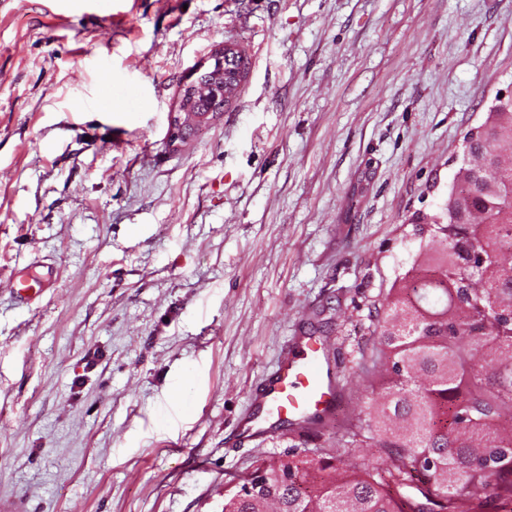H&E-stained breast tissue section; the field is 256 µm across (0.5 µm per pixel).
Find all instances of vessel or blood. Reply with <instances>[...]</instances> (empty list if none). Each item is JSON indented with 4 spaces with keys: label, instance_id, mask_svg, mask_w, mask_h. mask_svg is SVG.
Here are the masks:
<instances>
[{
    "label": "vessel or blood",
    "instance_id": "obj_1",
    "mask_svg": "<svg viewBox=\"0 0 512 512\" xmlns=\"http://www.w3.org/2000/svg\"><path fill=\"white\" fill-rule=\"evenodd\" d=\"M258 413L287 422L334 414L341 391L329 369L323 345L313 336H299L287 346L278 368L252 393Z\"/></svg>",
    "mask_w": 512,
    "mask_h": 512
}]
</instances>
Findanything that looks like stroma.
<instances>
[{
    "instance_id": "stroma-1",
    "label": "stroma",
    "mask_w": 512,
    "mask_h": 512,
    "mask_svg": "<svg viewBox=\"0 0 512 512\" xmlns=\"http://www.w3.org/2000/svg\"><path fill=\"white\" fill-rule=\"evenodd\" d=\"M227 44L239 93L169 142ZM509 97L512 0H0V501L222 512L257 461L342 449L378 313ZM305 331L334 416L232 444Z\"/></svg>"
}]
</instances>
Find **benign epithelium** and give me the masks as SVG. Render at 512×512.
Returning a JSON list of instances; mask_svg holds the SVG:
<instances>
[{"instance_id": "1", "label": "benign epithelium", "mask_w": 512, "mask_h": 512, "mask_svg": "<svg viewBox=\"0 0 512 512\" xmlns=\"http://www.w3.org/2000/svg\"><path fill=\"white\" fill-rule=\"evenodd\" d=\"M225 53H227L226 49L219 50L216 53L214 65L184 89L180 111L169 115L168 138L170 140L176 141L185 137L192 125L216 116L213 110H206L203 105L214 98H227L238 85L240 72L231 64L224 65ZM488 130L493 131L491 139L512 148V118L507 121L503 119L498 123L488 121L473 132V137L481 136ZM476 178L479 179V194L483 197L501 196L512 191V170L508 165L500 162L497 149L485 156L480 169L475 167L472 154L465 152L464 160L454 174V182L461 186ZM447 215L450 224H473L479 215V210L471 203L463 202L461 196L454 192L448 199ZM247 492L257 504L259 512H281L280 497L270 487L268 474H261L260 478L247 485Z\"/></svg>"}]
</instances>
